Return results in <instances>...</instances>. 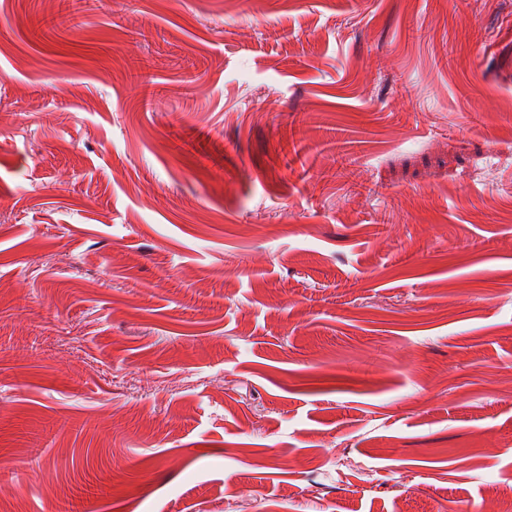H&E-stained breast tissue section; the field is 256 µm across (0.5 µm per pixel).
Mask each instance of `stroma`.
I'll return each instance as SVG.
<instances>
[{"instance_id":"35a3bbf8","label":"stroma","mask_w":512,"mask_h":512,"mask_svg":"<svg viewBox=\"0 0 512 512\" xmlns=\"http://www.w3.org/2000/svg\"><path fill=\"white\" fill-rule=\"evenodd\" d=\"M511 493L512 0H0V512Z\"/></svg>"}]
</instances>
